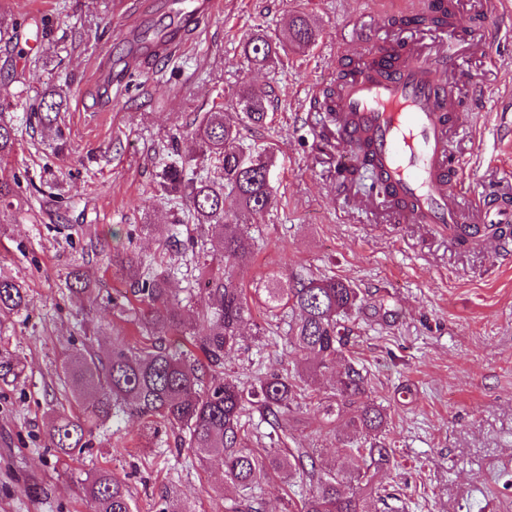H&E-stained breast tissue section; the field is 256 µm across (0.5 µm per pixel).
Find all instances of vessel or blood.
Returning <instances> with one entry per match:
<instances>
[{"label":"vessel or blood","instance_id":"obj_1","mask_svg":"<svg viewBox=\"0 0 512 512\" xmlns=\"http://www.w3.org/2000/svg\"><path fill=\"white\" fill-rule=\"evenodd\" d=\"M177 22L150 43L151 56H175L188 36L217 8V0H174ZM455 65L448 49L431 54L413 43L398 57L370 43L356 72L336 84L334 110L343 137L361 134L371 142L375 172L402 209L391 212L396 224H429L457 235L465 218L454 192L458 163L449 132L458 125L461 106L444 83L438 62ZM482 224L512 223V199L484 198L476 205Z\"/></svg>","mask_w":512,"mask_h":512}]
</instances>
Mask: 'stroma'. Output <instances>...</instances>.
Returning <instances> with one entry per match:
<instances>
[{"label":"stroma","instance_id":"obj_1","mask_svg":"<svg viewBox=\"0 0 512 512\" xmlns=\"http://www.w3.org/2000/svg\"><path fill=\"white\" fill-rule=\"evenodd\" d=\"M154 2L137 0L133 20L115 0H0V28L18 30L15 49L0 51V121L18 138L0 167L20 180L0 199V276L29 295L27 309L0 316V350L25 365L19 384L0 386V512H93L87 487L100 470L125 482L137 512H162L170 496L190 512H234L223 459L199 463L172 431L153 436L127 418L94 429L92 451L67 458L53 451L46 425L54 411H79L59 380L72 348L106 350L116 332L140 340L113 251L135 250L148 264L163 257L182 303L205 308L198 268L218 273L224 262L196 245L199 230L180 223L157 175L164 145L176 136L182 153L194 154L195 115L230 103L245 84L271 93V122L243 121L239 130L245 144L274 147L276 202L253 224L254 255L236 271L253 324L226 358V374L251 382L288 374L300 360L287 318L262 305L258 290L269 275L349 282L365 305L390 312L384 320L354 315L346 354L364 365L370 396L387 415L400 467L377 481L395 494L398 512H512V247L489 232L459 243L431 225L392 224L363 209L370 177L341 182L336 158L349 145L328 113L310 109L367 39L413 40L429 52L448 45L457 70L440 77L468 114L452 138L462 196L512 197V14L496 13L495 0H454L483 34L474 52L461 32L388 26L430 0H219L182 55L150 61L121 89L111 77L132 59L125 30L152 39L173 23ZM296 12L318 29L315 45L272 68L249 65L246 37L280 32ZM33 32L41 35L34 49ZM48 90L66 100L62 155L53 137L29 128L23 110ZM152 224L173 225L178 245L149 233ZM76 267L99 291L98 304L69 293L66 275ZM333 384L330 374L314 378L287 412L282 437L284 447L314 449L321 471L336 462L345 436V417L323 411Z\"/></svg>","mask_w":512,"mask_h":512}]
</instances>
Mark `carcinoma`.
Returning <instances> with one entry per match:
<instances>
[{"label":"carcinoma","mask_w":512,"mask_h":512,"mask_svg":"<svg viewBox=\"0 0 512 512\" xmlns=\"http://www.w3.org/2000/svg\"><path fill=\"white\" fill-rule=\"evenodd\" d=\"M452 15L451 3L440 7L433 0L428 11L417 15L420 24H441ZM318 39L303 13L292 15L284 34L271 37L257 31L244 41L246 60L259 67L290 50H302ZM63 96L42 95L28 106L37 124L55 127L63 110ZM236 111L216 107L199 116L194 135L200 150L221 162L217 177H195L190 161L166 163L161 187L169 200L184 203L195 223L211 228L201 237L213 255L224 258V272H203L208 307L194 317L180 306L169 288L170 272L145 265L133 251L112 253V266L129 285L124 298L139 304L138 322L150 332L142 346H132L123 336L112 339L103 355L85 349L71 353L63 363V387L78 402L82 414H54L48 433L57 453L77 456L89 447L91 430L127 411L151 424L180 432L179 447H187L204 463L224 458V484L246 501L244 512H262L253 490L272 475L281 474L290 487L308 479L313 489L301 497L300 512H365L362 492L373 489L376 472L394 464L393 450L384 439L387 420L383 409L368 396V379L359 362L344 355L348 343L346 318L361 309L356 289L343 280L326 276L268 280L263 288L270 311L288 310V343L306 355V361L288 378L269 374L247 389L224 373V358L237 345L251 321L246 289L235 280L233 268L247 263L253 253L249 225L224 209V189L234 192L243 215H263L275 203L271 187L274 154H253L244 145L235 117L262 127L269 118L268 94L251 85L235 94ZM13 125L0 122V157L16 143ZM256 156L260 165L245 170L243 156ZM68 290L89 303L98 294L81 269L68 273ZM28 306L27 294L14 281L0 277V312H20ZM336 371V392L326 415L351 411L348 427L354 437L343 444L342 460L322 474L313 466L309 448H271L263 453L243 445L245 402L252 401L265 417L273 419L274 432L282 431L280 416L296 401L302 383L311 375ZM23 373L21 363L0 352V383L12 385ZM94 512H134L125 484L108 470L98 471L88 486Z\"/></svg>","instance_id":"obj_1"}]
</instances>
